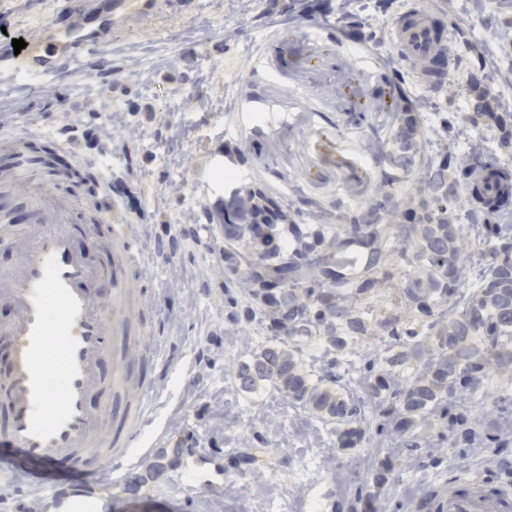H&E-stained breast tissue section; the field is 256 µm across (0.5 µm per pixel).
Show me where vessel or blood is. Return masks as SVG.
I'll return each instance as SVG.
<instances>
[{"instance_id": "b4317fda", "label": "vessel or blood", "mask_w": 512, "mask_h": 512, "mask_svg": "<svg viewBox=\"0 0 512 512\" xmlns=\"http://www.w3.org/2000/svg\"><path fill=\"white\" fill-rule=\"evenodd\" d=\"M114 0H70V14L90 21L110 19ZM431 15L421 9L403 12L393 25V37L405 57L427 63L442 56L452 63L446 41L436 40ZM94 37L70 27L39 28L26 37L21 53L0 47V67L59 75ZM33 200L30 221L14 226L0 213V241L17 246L19 265L0 273V301L14 311L0 326V345L7 350L8 366L0 374V406L8 424L0 444L15 448L20 463L34 466L48 478L40 497L48 512H112L92 474L98 461L114 470L137 465L151 453L154 441L146 433L155 422L156 386L137 376V347L111 379L100 366L111 351L112 310L120 308L126 322L138 320L142 307L127 282L135 266L131 227H109L112 263L94 266L73 245L70 212L58 205L49 188L36 176L22 173ZM111 290L110 305H103L104 290ZM130 388L136 395L120 420L106 410H92V393L105 385ZM438 512H512V489L478 488L452 491L441 499Z\"/></svg>"}]
</instances>
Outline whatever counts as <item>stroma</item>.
I'll list each match as a JSON object with an SVG mask.
<instances>
[{"instance_id":"35a3bbf8","label":"stroma","mask_w":512,"mask_h":512,"mask_svg":"<svg viewBox=\"0 0 512 512\" xmlns=\"http://www.w3.org/2000/svg\"><path fill=\"white\" fill-rule=\"evenodd\" d=\"M341 0H299L285 13L282 0H129L112 13L110 66L114 80L87 84L94 57H79L65 79H29L0 71V145L25 140L54 143L76 168L99 178L95 202L62 176H45L48 188L72 200L76 244L95 265L110 263L106 235H85L91 217L129 224L136 250L133 288L145 314L140 331L143 361L137 371L158 387V439L165 450L182 448L195 432L197 454L221 457L227 468L218 487L199 486L186 496L171 473L135 468L140 491L108 486L131 496L130 512H143L144 496L160 497L169 512H347L358 487L372 485L380 464L393 469L380 489L378 512H417L421 498L439 501L462 488L512 485L499 460L512 457V373L488 369L483 392L492 410L460 396L451 412L463 415L475 437L457 441L447 421L422 428L418 449L401 447L385 417H377L361 445L339 448L330 426L275 393L248 397L233 375L250 348L270 335L261 317L246 319L245 298L224 278V213L241 189L273 200L288 224H307L313 213L335 218L380 194L373 155L391 148L392 114L377 93L391 69L404 72L405 105L424 129L423 156L464 155L473 140L484 155L512 168L500 134L467 118L473 97L474 55L485 61L483 84L494 111L512 115V52L486 50L488 23L512 27L499 0H396L381 12L376 0H355L342 14ZM59 0H0V26L19 34L56 22ZM424 7L444 26L457 59L446 83L433 88L420 66L402 60L391 29L399 13ZM361 24L343 31L345 17ZM264 119L255 123L252 108ZM453 118L442 131V118ZM131 134L111 160L98 153V126L113 119ZM261 132H254V125ZM183 183L182 193L170 187ZM467 228L464 288L467 299L489 253L468 200L454 208ZM390 337L368 333L340 358L344 388L359 393L369 358ZM258 450L245 471L231 457Z\"/></svg>"}]
</instances>
